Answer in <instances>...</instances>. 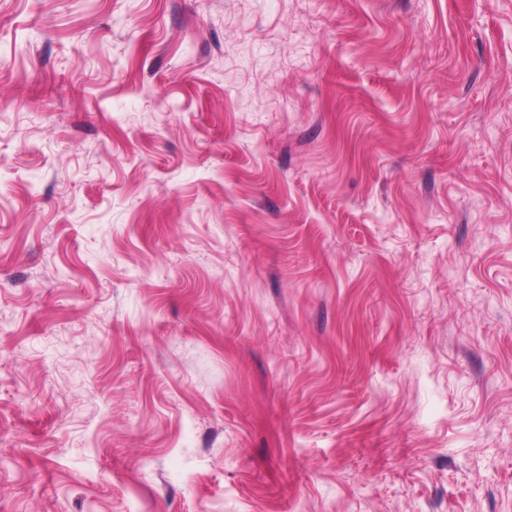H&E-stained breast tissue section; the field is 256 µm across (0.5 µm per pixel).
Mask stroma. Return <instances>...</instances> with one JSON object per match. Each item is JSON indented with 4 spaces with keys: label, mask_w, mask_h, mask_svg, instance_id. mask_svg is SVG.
<instances>
[{
    "label": "stroma",
    "mask_w": 512,
    "mask_h": 512,
    "mask_svg": "<svg viewBox=\"0 0 512 512\" xmlns=\"http://www.w3.org/2000/svg\"><path fill=\"white\" fill-rule=\"evenodd\" d=\"M0 512H512V0H0Z\"/></svg>",
    "instance_id": "stroma-1"
}]
</instances>
